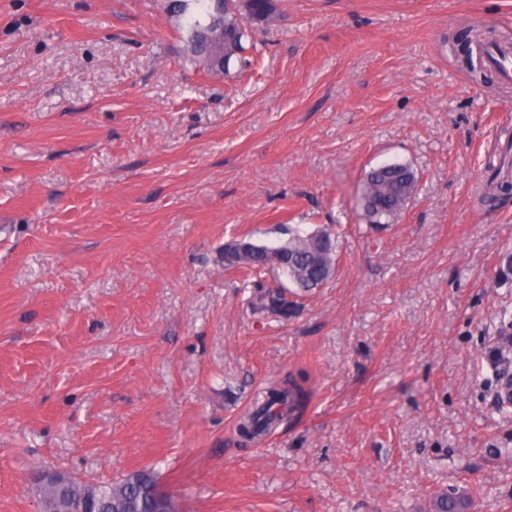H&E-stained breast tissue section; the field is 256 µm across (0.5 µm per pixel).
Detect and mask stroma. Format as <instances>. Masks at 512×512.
Returning <instances> with one entry per match:
<instances>
[{
  "mask_svg": "<svg viewBox=\"0 0 512 512\" xmlns=\"http://www.w3.org/2000/svg\"><path fill=\"white\" fill-rule=\"evenodd\" d=\"M244 71L186 64L168 0H0V512L34 471L154 472L183 512H512V197L476 187L512 141V80L449 36L507 37L512 0H272ZM417 194L369 224L370 167ZM339 235L288 319L226 242ZM303 394L241 448L269 383ZM472 44H474L476 48V62L474 60L473 48L471 46L469 49L463 51L464 56L463 58L461 57V62L473 78L476 80L479 79L483 83H490L492 81L493 73L491 68L486 65L485 61L487 60L484 59L481 50L489 47L496 48L497 50H500L501 48L493 42L480 38V35L477 36L475 41H472ZM284 290L288 292L286 288H277L254 293L249 301L250 305L255 308L277 313L280 304L286 299Z\"/></svg>",
  "mask_w": 512,
  "mask_h": 512,
  "instance_id": "35a3bbf8",
  "label": "stroma"
}]
</instances>
